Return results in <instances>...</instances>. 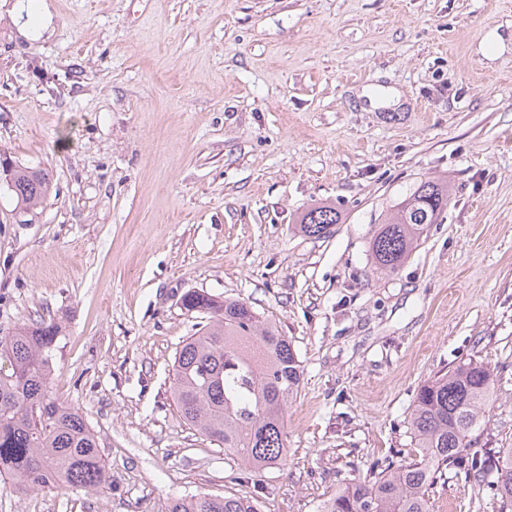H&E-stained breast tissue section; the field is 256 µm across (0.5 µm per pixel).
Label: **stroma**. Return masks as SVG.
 <instances>
[{
    "mask_svg": "<svg viewBox=\"0 0 512 512\" xmlns=\"http://www.w3.org/2000/svg\"><path fill=\"white\" fill-rule=\"evenodd\" d=\"M0 0V160L46 171L22 212L0 174V336L58 320L52 391L112 470L92 494L0 483V512H167L227 492L318 512L376 460L411 461L418 388L477 357L512 448V0ZM499 43L486 51L487 38ZM396 91L393 109L367 92ZM448 209L397 274L370 241L421 183ZM330 234L304 235L309 208ZM277 322L301 361L287 461L247 471L180 418L188 290ZM499 512L448 469L432 512ZM19 13L23 15L25 13L26 21L23 22L22 28L20 30V33L24 36L33 35L38 30L46 31L50 24V19L46 18L42 13L45 9V4L40 5L39 9V15L37 19V23L35 22V19L33 17V5L28 3H20L17 5ZM41 14V15H40ZM339 224V214L335 207L317 206L307 210L300 221L302 232L308 236L321 238L331 232V227Z\"/></svg>",
    "mask_w": 512,
    "mask_h": 512,
    "instance_id": "1",
    "label": "stroma"
}]
</instances>
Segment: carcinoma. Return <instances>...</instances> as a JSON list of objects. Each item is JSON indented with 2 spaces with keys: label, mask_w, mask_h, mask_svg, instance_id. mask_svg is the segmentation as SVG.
I'll return each mask as SVG.
<instances>
[{
  "label": "carcinoma",
  "mask_w": 512,
  "mask_h": 512,
  "mask_svg": "<svg viewBox=\"0 0 512 512\" xmlns=\"http://www.w3.org/2000/svg\"><path fill=\"white\" fill-rule=\"evenodd\" d=\"M8 189L28 210L50 194L42 170L0 163ZM448 206V184L426 180L403 201L371 239L376 269L400 270L430 225ZM339 223L332 206L307 210L302 232L321 238ZM181 307L201 322L174 360L172 397L189 429L224 447V455L253 472L287 460L285 415L298 394L301 365L277 323L240 300L218 299L190 290ZM61 325L33 321L0 338V477L27 493L48 484L103 492L111 469L83 414L51 391L52 351ZM494 391V375L471 358L420 386L409 419L418 453L405 464L373 463L363 480L343 483L319 512H431L430 490L455 468L468 481L486 472L470 448L480 436V419ZM496 472L493 487L500 512L512 509V448H487ZM168 512H259L247 495H199L175 500Z\"/></svg>",
  "instance_id": "1"
}]
</instances>
